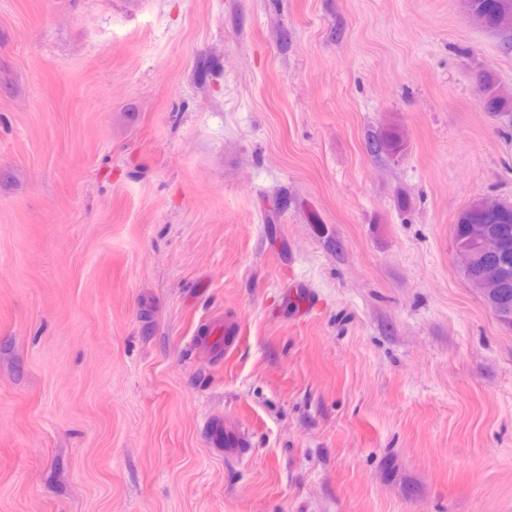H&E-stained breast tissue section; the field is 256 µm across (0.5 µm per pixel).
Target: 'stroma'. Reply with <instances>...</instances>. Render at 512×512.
<instances>
[{
  "instance_id": "1",
  "label": "stroma",
  "mask_w": 512,
  "mask_h": 512,
  "mask_svg": "<svg viewBox=\"0 0 512 512\" xmlns=\"http://www.w3.org/2000/svg\"><path fill=\"white\" fill-rule=\"evenodd\" d=\"M484 74L459 0H0V512H512ZM371 149L375 153L398 154L400 153L405 143L403 142L397 127H390L378 136L373 137L371 142ZM474 206L482 209L497 210L473 212L466 210L459 217L458 222L454 224L453 239L455 245L466 244L467 226L471 221H477L480 224H471L469 229L470 244L466 246H455V253L458 257L462 269L470 268L482 259L486 254V260L494 264H484L480 274V267L475 266L470 270H463V274L474 287L482 294L486 301L493 303L494 299L501 295L491 307L487 304L494 315L503 323L512 325V203L501 202L496 199L480 198L474 202ZM492 232L500 237L506 238L508 242L507 253H493L499 249V243L494 238L487 226ZM503 269L504 281L502 271ZM480 275V276H479ZM478 278V279H477ZM505 285L503 287V284Z\"/></svg>"
}]
</instances>
